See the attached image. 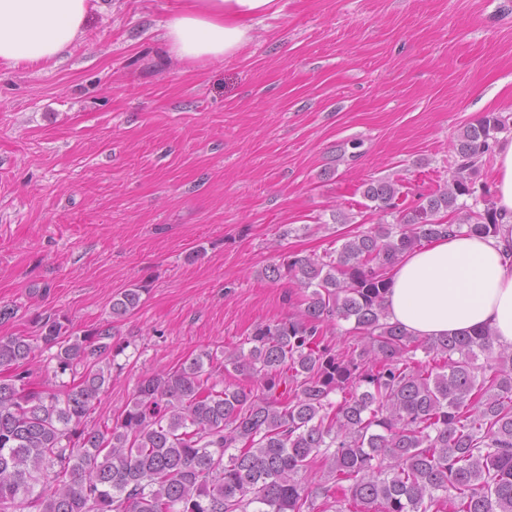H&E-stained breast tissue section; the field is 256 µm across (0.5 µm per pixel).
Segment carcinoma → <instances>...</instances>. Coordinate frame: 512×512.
I'll use <instances>...</instances> for the list:
<instances>
[{"instance_id": "carcinoma-1", "label": "carcinoma", "mask_w": 512, "mask_h": 512, "mask_svg": "<svg viewBox=\"0 0 512 512\" xmlns=\"http://www.w3.org/2000/svg\"><path fill=\"white\" fill-rule=\"evenodd\" d=\"M506 130L494 112L466 126L451 178L414 207L396 180L363 182L380 222L264 269L304 293L296 316L255 327L222 367L207 353L143 378L110 423L88 418L122 351L112 321L144 288L81 335L49 314L35 338L0 336V512H512V348L489 332L419 339L384 307L403 254L454 223L496 232L492 199H459ZM338 320L354 321L343 350L326 340ZM39 348L55 349L53 378L79 381L31 383ZM230 368L258 387L217 378Z\"/></svg>"}]
</instances>
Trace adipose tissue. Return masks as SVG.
<instances>
[{
  "mask_svg": "<svg viewBox=\"0 0 512 512\" xmlns=\"http://www.w3.org/2000/svg\"><path fill=\"white\" fill-rule=\"evenodd\" d=\"M95 8L94 0H0V63L62 62ZM277 11V0H184L162 47L186 62L229 58L252 41L257 18ZM493 181L496 232L464 228L405 254L385 297L390 322L422 339L488 330L512 346V142L496 151Z\"/></svg>",
  "mask_w": 512,
  "mask_h": 512,
  "instance_id": "1",
  "label": "adipose tissue"
}]
</instances>
